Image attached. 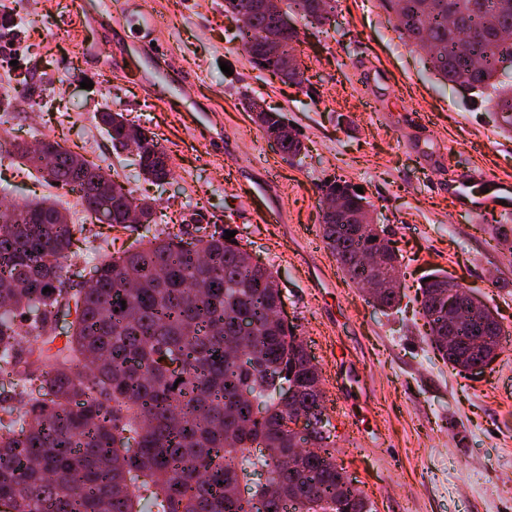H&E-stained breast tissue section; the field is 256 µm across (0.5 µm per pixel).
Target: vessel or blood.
Instances as JSON below:
<instances>
[{
	"label": "vessel or blood",
	"mask_w": 512,
	"mask_h": 512,
	"mask_svg": "<svg viewBox=\"0 0 512 512\" xmlns=\"http://www.w3.org/2000/svg\"><path fill=\"white\" fill-rule=\"evenodd\" d=\"M120 23L130 29L132 36L127 50L131 56L147 58L155 63L151 74L145 75L144 83L153 100L185 112L188 122L194 126L203 125L207 116L185 108L186 98L180 81L175 80L159 67L158 62L166 52L164 44L153 41L157 21L150 15H138L133 11L130 0H124L120 10ZM265 183L251 187L249 197L253 201L262 221L277 223L282 216L279 211L268 209L263 199ZM448 196L461 210L473 214H508L512 212V182L488 175L479 168L457 175L448 182Z\"/></svg>",
	"instance_id": "vessel-or-blood-1"
}]
</instances>
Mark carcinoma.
<instances>
[{"mask_svg":"<svg viewBox=\"0 0 512 512\" xmlns=\"http://www.w3.org/2000/svg\"><path fill=\"white\" fill-rule=\"evenodd\" d=\"M258 0H224V12L237 21L238 38L254 48L251 63L283 78L282 61L262 51L269 34L288 44L295 29L285 30L279 16L293 14L320 28L334 0H277L267 10ZM393 14L400 36L426 55L443 82L459 84L474 64L479 69L470 89L477 96L492 89L487 102L512 132V83L500 77L499 57L512 55V40L497 38L512 29V0H380ZM117 153L135 152L145 180L162 183L169 175L148 151L166 154L157 135L105 107L99 113ZM41 150L22 144L14 153L23 165L59 186H74L82 204L96 212L102 186H112V225L132 231L157 223L146 197L137 198L100 165L82 160L60 141L45 138ZM305 146L295 130L280 151L296 157ZM350 190L356 212L371 207ZM140 223L126 222L129 207ZM322 238L338 268L354 285L363 272L356 255L372 243L392 261L399 256L382 231L360 224H320ZM186 241L177 234L152 235L138 246L92 258L87 281L71 285L72 258L86 239L84 224H71L58 204L41 198L16 210L11 224L0 223V369L14 394L0 399V502L14 512H138L145 499L156 512H373V504L346 481L328 449L331 426L324 392L294 329L270 321L275 312L276 278L271 269L252 271L237 238L225 229L198 227ZM50 292L43 293L44 288ZM73 302L76 317L62 346L56 318L62 301ZM401 288H386L377 306L401 304ZM417 302L429 328V340L442 360L460 372L482 358L483 338L500 322L480 311L457 327L448 346V297L435 283H422ZM254 325L253 356L247 365L226 357L243 340L239 321ZM182 364L166 374L163 358ZM265 415L252 416L250 399ZM303 415L316 451L302 469L280 465L297 447L287 428ZM267 470L245 501L228 486Z\"/></svg>","mask_w":512,"mask_h":512,"instance_id":"cac0c4a2","label":"carcinoma"}]
</instances>
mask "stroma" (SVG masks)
Here are the masks:
<instances>
[{"label":"stroma","instance_id":"35a3bbf8","mask_svg":"<svg viewBox=\"0 0 512 512\" xmlns=\"http://www.w3.org/2000/svg\"><path fill=\"white\" fill-rule=\"evenodd\" d=\"M139 2L162 21L166 73L183 80L193 109L211 114L222 140L147 99L142 62L116 65L126 36L97 0L80 13L73 0H0V10L34 20L0 43V88L20 90L34 66L47 81L39 103L0 112L10 126L0 133V199L68 205V188L47 185L12 153L13 143L50 136L152 198L157 230L231 225L276 271L283 315L318 365L325 394L341 374H355L349 404L366 437L352 442L334 412L331 441L375 512H512V239L498 238L512 214L459 211L446 187L473 167L512 179V137L498 112L438 80L379 0H336V25L299 27L298 84L252 65L224 0ZM86 79L92 88H82ZM250 97L283 113L305 145L300 156L285 158L266 138ZM107 106L156 133L173 179L146 182L134 155L113 154L96 120ZM334 178L362 187L401 257L406 296L396 311H380L351 286L321 237L320 187ZM263 180L280 223L261 222L248 202L249 185ZM438 273L477 293L504 330L496 362L482 373L457 374L426 339L414 295Z\"/></svg>","mask_w":512,"mask_h":512}]
</instances>
